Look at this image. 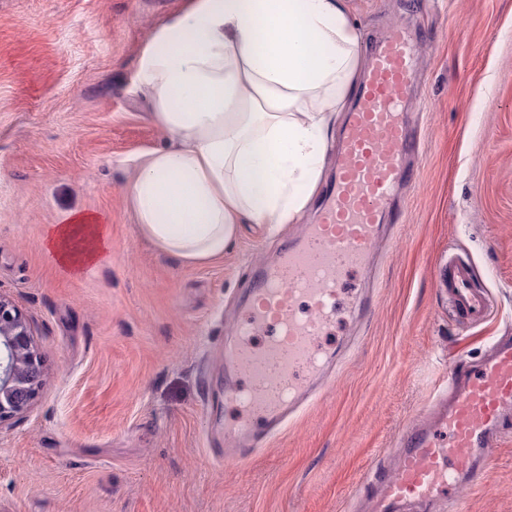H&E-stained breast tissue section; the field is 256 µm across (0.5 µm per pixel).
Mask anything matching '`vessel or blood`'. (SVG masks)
Returning a JSON list of instances; mask_svg holds the SVG:
<instances>
[{
    "label": "vessel or blood",
    "instance_id": "obj_1",
    "mask_svg": "<svg viewBox=\"0 0 512 512\" xmlns=\"http://www.w3.org/2000/svg\"><path fill=\"white\" fill-rule=\"evenodd\" d=\"M418 73L404 27L376 39L336 155L330 204L289 240L275 265L258 270L246 316L224 342V403L244 412L224 428L238 462L282 431L336 362L338 350L321 339L341 311L339 286L352 269L369 266L374 246L399 220L396 192L416 171L408 105ZM439 283L457 319L487 321L491 299L476 286L469 261L449 256ZM511 434L512 336H493L482 358L451 369L447 394L406 429L395 465L366 469L369 512L453 503L454 491L477 479Z\"/></svg>",
    "mask_w": 512,
    "mask_h": 512
}]
</instances>
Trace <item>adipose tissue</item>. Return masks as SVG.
<instances>
[{
	"instance_id": "ef3b65f1",
	"label": "adipose tissue",
	"mask_w": 512,
	"mask_h": 512,
	"mask_svg": "<svg viewBox=\"0 0 512 512\" xmlns=\"http://www.w3.org/2000/svg\"><path fill=\"white\" fill-rule=\"evenodd\" d=\"M360 42L345 0H184L138 62L169 140L133 161L141 235L194 265L222 259L240 225L295 223L323 174L330 116L363 71ZM106 245L80 211L47 238L74 272Z\"/></svg>"
}]
</instances>
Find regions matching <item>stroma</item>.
Listing matches in <instances>:
<instances>
[{"mask_svg": "<svg viewBox=\"0 0 512 512\" xmlns=\"http://www.w3.org/2000/svg\"><path fill=\"white\" fill-rule=\"evenodd\" d=\"M184 0H0V295L44 360L30 410L0 425V512H355L369 462L396 463L409 420L467 360L512 334V0H347L360 52L394 25L419 42L411 106L422 146L377 306L340 317L359 342L335 381L244 464L220 466L224 339L249 275L315 223L334 152L302 224L241 225L223 259L189 265L143 238L125 186L167 145L137 81L152 32ZM98 214L108 244L69 273L45 246L65 214ZM467 255L493 300L461 323L437 281ZM460 512H512V441L458 494Z\"/></svg>", "mask_w": 512, "mask_h": 512, "instance_id": "stroma-1", "label": "stroma"}]
</instances>
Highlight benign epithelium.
Wrapping results in <instances>:
<instances>
[{
	"label": "benign epithelium",
	"mask_w": 512,
	"mask_h": 512,
	"mask_svg": "<svg viewBox=\"0 0 512 512\" xmlns=\"http://www.w3.org/2000/svg\"><path fill=\"white\" fill-rule=\"evenodd\" d=\"M43 376V360L26 317L0 296V425L31 408Z\"/></svg>",
	"instance_id": "7a95c632"
}]
</instances>
